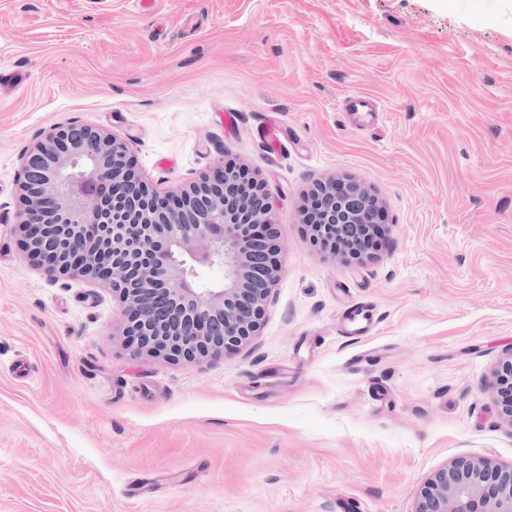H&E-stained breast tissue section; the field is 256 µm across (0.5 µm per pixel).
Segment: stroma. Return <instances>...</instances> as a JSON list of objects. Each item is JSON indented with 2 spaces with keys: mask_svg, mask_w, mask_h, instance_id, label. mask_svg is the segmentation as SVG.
<instances>
[{
  "mask_svg": "<svg viewBox=\"0 0 512 512\" xmlns=\"http://www.w3.org/2000/svg\"><path fill=\"white\" fill-rule=\"evenodd\" d=\"M351 93L378 129L349 125ZM73 120L130 139L162 192L224 160L266 182L282 273L248 346L132 357L109 286L26 257L20 158ZM327 177L384 203L381 251L312 248L296 216ZM363 302L373 334L340 335ZM509 351L512 0H0V512H414L461 454L512 464ZM346 110L354 126L360 130L373 127L378 114L376 103L367 96L352 93L344 98Z\"/></svg>",
  "mask_w": 512,
  "mask_h": 512,
  "instance_id": "1",
  "label": "stroma"
}]
</instances>
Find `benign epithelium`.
<instances>
[{
    "label": "benign epithelium",
    "instance_id": "obj_1",
    "mask_svg": "<svg viewBox=\"0 0 512 512\" xmlns=\"http://www.w3.org/2000/svg\"><path fill=\"white\" fill-rule=\"evenodd\" d=\"M128 139L77 122L57 125L22 157L16 232L50 277L106 284L121 303L134 357L200 362L259 335L282 271L266 184L226 164L159 192ZM384 203L359 183L316 182L298 213L324 255L359 258ZM224 270L220 283L195 268ZM512 512V465L461 455L422 484L415 512Z\"/></svg>",
    "mask_w": 512,
    "mask_h": 512
}]
</instances>
